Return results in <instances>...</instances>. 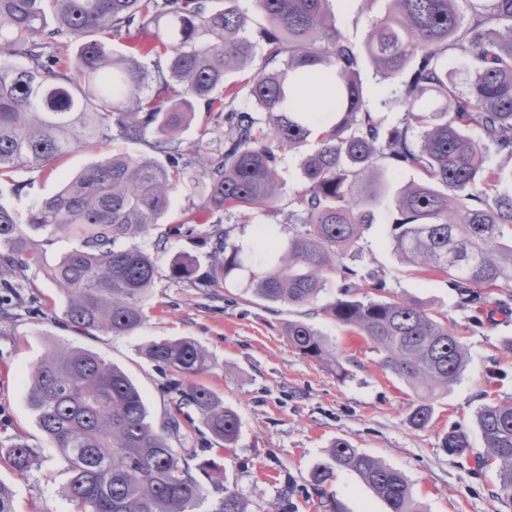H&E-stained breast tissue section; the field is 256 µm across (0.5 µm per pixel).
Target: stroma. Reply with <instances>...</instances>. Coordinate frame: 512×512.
Returning <instances> with one entry per match:
<instances>
[{
  "instance_id": "stroma-1",
  "label": "stroma",
  "mask_w": 512,
  "mask_h": 512,
  "mask_svg": "<svg viewBox=\"0 0 512 512\" xmlns=\"http://www.w3.org/2000/svg\"><path fill=\"white\" fill-rule=\"evenodd\" d=\"M330 11L353 43L362 44L382 6L367 7L365 0H330ZM365 98L372 110L388 122L403 115L398 100L403 78L381 79L370 63L360 71ZM113 143L80 148L43 170L16 173L0 179V206L27 224L34 205L58 192L66 178L111 154ZM278 175L288 191L300 185L296 153H281ZM203 177L188 170L172 194L163 221L178 224L188 218L198 201ZM281 196L275 213L258 216L246 226L224 220L231 238L246 247L256 244L257 224L271 225L278 242L288 240V202ZM387 205H380L377 223L365 232L362 257L354 268L375 271L387 291L413 299L448 314L468 348L469 362L457 383L435 403L431 423L423 429L407 422L410 391L402 380L382 371L377 353L364 336L338 326L316 307L267 303L249 287V272L233 271L224 288L206 297L188 283L162 278L152 290L156 314L126 336L74 331L64 320V300L41 266L55 261L68 247L58 239L43 245L41 264L31 265L22 278L25 292L45 303L49 316H18L10 333L0 336V442L20 438L36 449L38 460L24 474L0 465V483L13 493L16 512H72L63 488L66 464L41 432L28 405V372L57 343L91 350L123 368L138 385L153 422H160L167 405L165 377L138 353L150 340L189 336L208 351L213 367L205 384L238 413L237 443L213 459L223 468L226 484L246 502L248 512H270L282 492H289L294 512H329L309 497L308 479L315 464L326 457L332 441L342 439L407 477L424 512H512L496 497L495 468H478L474 454L483 442L474 413L484 397H512V311L495 312L502 294L485 293V307L463 306L457 292L443 277L428 276L401 265L387 235ZM291 320L311 324L337 350L356 356L359 365L351 380L338 381L317 361L301 357L289 347L283 327ZM464 433L470 454H450L444 446L451 431ZM330 490L341 512H388L386 503L352 471L339 472Z\"/></svg>"
}]
</instances>
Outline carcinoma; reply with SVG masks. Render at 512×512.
Here are the masks:
<instances>
[{"label":"carcinoma","mask_w":512,"mask_h":512,"mask_svg":"<svg viewBox=\"0 0 512 512\" xmlns=\"http://www.w3.org/2000/svg\"><path fill=\"white\" fill-rule=\"evenodd\" d=\"M237 2L0 0V176L91 144L135 147L93 163L38 202L26 229L0 206V324L22 309L43 313L18 274L40 246L66 238L70 250L46 275L65 296L67 323L87 335L141 328L162 273L135 240L153 234L164 248L181 235L182 225L163 228L160 220L187 169L203 174L197 212L247 225L276 212L278 151L288 149L299 153L302 177L289 198L293 234L279 243L268 225L257 226L260 259L249 268V287L267 302L305 306L336 285L319 312L369 341L380 367L413 391L407 421L422 429L438 395L466 369L462 337L446 315L385 291L343 257L374 224L381 178L400 169L414 174L389 197L400 261L448 278L466 306L484 304L485 288L512 286V190L500 189L512 181V0H388L362 51L337 27L330 0H255V29ZM133 29L149 38L113 51L112 39ZM450 55L464 62L463 91L443 65ZM364 58L384 80L407 76L399 123L367 107ZM244 71L245 81L226 83ZM316 72L333 79V111H288L292 77ZM242 96L252 107L237 106ZM200 105L224 126V145L212 152L179 138ZM201 235L211 242L207 267L178 255L168 277L206 294L243 268L244 257L223 224ZM285 335L337 380L351 377L357 359L312 325L290 321ZM139 353L170 376L158 428L128 374L87 349L54 344L30 369L29 406L67 463L73 512H197L207 489L193 462L222 493L211 512H247L224 485L223 469L202 458L240 433L238 414L202 382L212 369L207 350L180 337L148 341ZM186 408L209 434L198 448L172 445L194 428ZM475 423L485 463L497 467V498L511 507L512 398L481 404ZM35 455L22 439L0 445V463L19 474ZM338 470L356 472L389 512H422L401 471L340 439L309 476L330 512H340L327 489Z\"/></svg>","instance_id":"cac0c4a2"}]
</instances>
